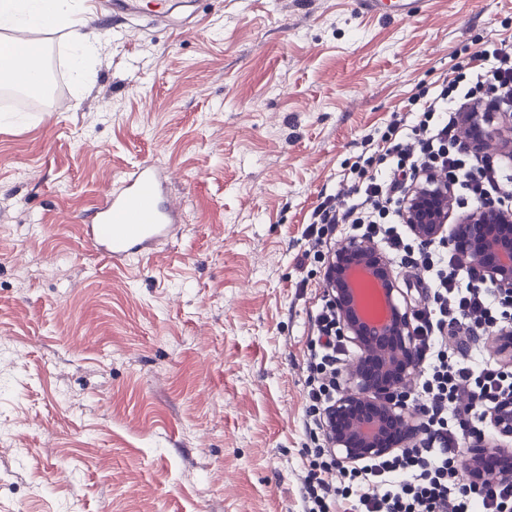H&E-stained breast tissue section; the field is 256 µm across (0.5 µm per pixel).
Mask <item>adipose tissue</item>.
Here are the masks:
<instances>
[{
  "label": "adipose tissue",
  "mask_w": 512,
  "mask_h": 512,
  "mask_svg": "<svg viewBox=\"0 0 512 512\" xmlns=\"http://www.w3.org/2000/svg\"><path fill=\"white\" fill-rule=\"evenodd\" d=\"M90 22L76 0H0V29L31 25L51 34L61 28L79 31ZM42 45L0 44V86L38 90L44 73Z\"/></svg>",
  "instance_id": "adipose-tissue-1"
}]
</instances>
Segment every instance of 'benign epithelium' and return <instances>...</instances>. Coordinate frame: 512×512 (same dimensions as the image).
Segmentation results:
<instances>
[{
    "instance_id": "7a95c632",
    "label": "benign epithelium",
    "mask_w": 512,
    "mask_h": 512,
    "mask_svg": "<svg viewBox=\"0 0 512 512\" xmlns=\"http://www.w3.org/2000/svg\"><path fill=\"white\" fill-rule=\"evenodd\" d=\"M416 193L408 214L412 232L422 241L444 238L463 264L483 267L485 282L497 294L512 299V211L492 203L447 227L452 209L448 182L436 176ZM375 281L383 290L389 309L378 321L359 311L354 288L356 276ZM327 295L336 306L339 333L359 354L345 371V384L324 411V429L336 458L355 463L387 455L399 448H414L419 439L412 424L415 410L391 399L418 372L416 334L408 305L391 263L377 245L361 236H349L337 246L326 276ZM497 441L470 449L467 475L480 485L494 477H512V467L489 471L480 466L487 458L501 456L504 442L512 440V397L491 411Z\"/></svg>"
}]
</instances>
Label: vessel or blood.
Instances as JSON below:
<instances>
[{
  "mask_svg": "<svg viewBox=\"0 0 512 512\" xmlns=\"http://www.w3.org/2000/svg\"><path fill=\"white\" fill-rule=\"evenodd\" d=\"M167 188L162 168L139 163L87 213L82 226L86 243L107 263L121 266L178 238L179 211L168 201Z\"/></svg>",
  "mask_w": 512,
  "mask_h": 512,
  "instance_id": "vessel-or-blood-1",
  "label": "vessel or blood"
}]
</instances>
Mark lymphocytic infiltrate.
<instances>
[{
	"label": "lymphocytic infiltrate",
	"mask_w": 512,
	"mask_h": 512,
	"mask_svg": "<svg viewBox=\"0 0 512 512\" xmlns=\"http://www.w3.org/2000/svg\"><path fill=\"white\" fill-rule=\"evenodd\" d=\"M485 87L495 93L487 102L479 95ZM414 101L415 109L392 120L379 139L364 140L365 156L349 169L357 187L342 201L324 195L303 235L320 260L321 245L340 225L362 224L368 237L384 240L400 268L419 273L429 298L415 327L425 442L342 473L326 444H316L307 451L304 512H512V481L468 483L462 446L464 436H485L488 410L512 395V371L476 361L470 350L512 305L482 283L479 266L460 267L452 254L417 242L406 219V190L421 171L445 177L456 204L493 201L512 209V176L498 161L471 152L459 133L470 113L512 110V51L501 46L473 54L434 94L418 92ZM311 321L305 400L314 430L320 411L336 398L342 341L332 304L315 308Z\"/></svg>",
	"instance_id": "lymphocytic-infiltrate-1"
}]
</instances>
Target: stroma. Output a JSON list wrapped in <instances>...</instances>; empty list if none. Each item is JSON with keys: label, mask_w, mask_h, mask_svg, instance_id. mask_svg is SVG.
<instances>
[{"label": "stroma", "mask_w": 512, "mask_h": 512, "mask_svg": "<svg viewBox=\"0 0 512 512\" xmlns=\"http://www.w3.org/2000/svg\"><path fill=\"white\" fill-rule=\"evenodd\" d=\"M129 3L83 0L85 83L62 29L47 97L0 90V512H302V231L363 136L512 49V0ZM144 161L182 233L115 268L81 220Z\"/></svg>", "instance_id": "obj_1"}]
</instances>
